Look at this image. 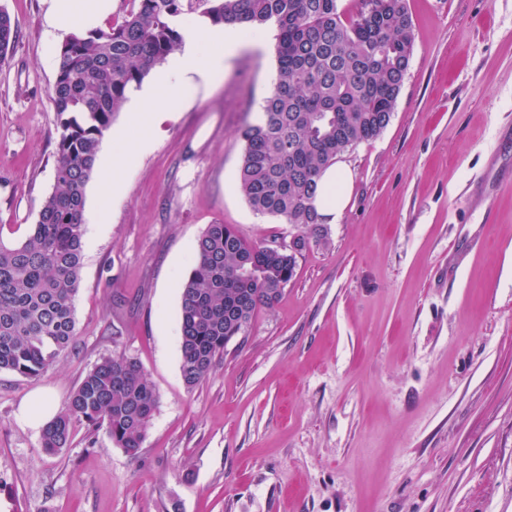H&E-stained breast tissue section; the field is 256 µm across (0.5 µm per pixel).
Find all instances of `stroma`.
I'll return each mask as SVG.
<instances>
[{"label":"stroma","instance_id":"35a3bbf8","mask_svg":"<svg viewBox=\"0 0 512 512\" xmlns=\"http://www.w3.org/2000/svg\"><path fill=\"white\" fill-rule=\"evenodd\" d=\"M394 116L339 164L345 207L206 381L180 372V291L210 224L258 242L289 225L242 197L238 130L275 75V32L244 44L90 180L77 343L38 379L0 372V512H512V0H407ZM0 226L36 223L54 186L48 0H0ZM159 396L139 458L75 422L41 448L21 408L58 410L102 358ZM17 39V27L11 15L0 8V64L8 60Z\"/></svg>","mask_w":512,"mask_h":512}]
</instances>
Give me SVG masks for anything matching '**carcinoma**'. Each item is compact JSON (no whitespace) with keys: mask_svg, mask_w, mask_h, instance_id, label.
<instances>
[{"mask_svg":"<svg viewBox=\"0 0 512 512\" xmlns=\"http://www.w3.org/2000/svg\"><path fill=\"white\" fill-rule=\"evenodd\" d=\"M275 28L276 74L260 112L239 130V188L250 209L292 226L294 249L272 235L251 242L229 224H209L181 286V376L192 389L225 345L270 308L294 276L308 234L324 237L315 206L323 171L391 122L410 64L414 32L406 0H359L342 17L338 0H127L105 30L72 34L50 89L59 140L54 187L35 224L0 236V371L36 379L76 344V298L84 248L86 189L105 133L127 93L182 44L192 22ZM17 27L0 8V64ZM158 404L142 365L113 355L96 363L43 428L41 447H69L72 425L106 429L140 456Z\"/></svg>","mask_w":512,"mask_h":512,"instance_id":"1","label":"carcinoma"}]
</instances>
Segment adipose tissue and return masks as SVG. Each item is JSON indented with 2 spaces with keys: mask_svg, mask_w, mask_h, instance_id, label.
I'll return each mask as SVG.
<instances>
[{
  "mask_svg": "<svg viewBox=\"0 0 512 512\" xmlns=\"http://www.w3.org/2000/svg\"><path fill=\"white\" fill-rule=\"evenodd\" d=\"M48 23L65 36L88 33L100 27L112 12V0H49ZM245 37L243 26L186 27L184 49L157 73L143 92L135 112L113 140L127 149L143 153L153 145L152 126L156 113L175 112L195 88L196 78L216 81L224 72V58L235 53Z\"/></svg>",
  "mask_w": 512,
  "mask_h": 512,
  "instance_id": "adipose-tissue-1",
  "label": "adipose tissue"
}]
</instances>
